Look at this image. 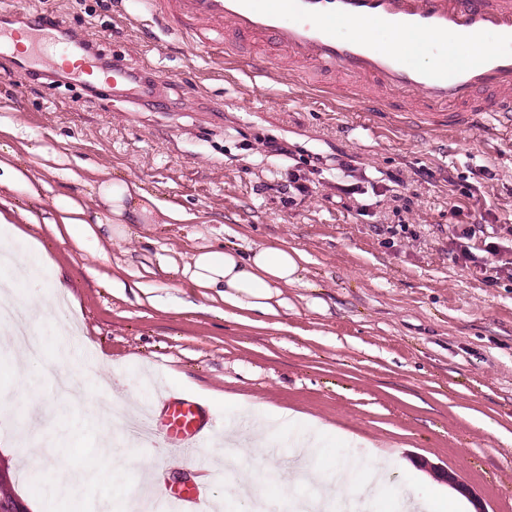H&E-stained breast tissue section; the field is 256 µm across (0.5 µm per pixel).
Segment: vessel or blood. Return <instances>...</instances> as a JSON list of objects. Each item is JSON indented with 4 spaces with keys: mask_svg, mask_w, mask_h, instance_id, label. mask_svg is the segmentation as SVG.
<instances>
[{
    "mask_svg": "<svg viewBox=\"0 0 512 512\" xmlns=\"http://www.w3.org/2000/svg\"><path fill=\"white\" fill-rule=\"evenodd\" d=\"M145 11L166 31L206 41L217 33L235 42H271L288 57L291 78L316 89L317 76L334 72L342 79V97L384 92L379 112H403L430 132L480 124L493 115L512 122V0H142ZM354 24L384 30L373 42L351 32ZM443 36L459 44L483 43L477 60L445 56L442 47L422 36ZM73 75L89 85L115 83L129 98L151 97L150 85L126 66L99 65L81 45L53 34ZM10 51L18 69L38 62L44 49L33 32L0 25V49ZM418 53L431 64L414 62ZM148 427L162 432L167 448H197L209 437L197 401L163 395L159 415ZM162 498L168 512H205L208 495L200 485Z\"/></svg>",
    "mask_w": 512,
    "mask_h": 512,
    "instance_id": "obj_1",
    "label": "vessel or blood"
}]
</instances>
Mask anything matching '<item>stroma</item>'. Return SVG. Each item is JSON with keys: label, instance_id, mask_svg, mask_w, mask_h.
I'll return each instance as SVG.
<instances>
[{"label": "stroma", "instance_id": "stroma-1", "mask_svg": "<svg viewBox=\"0 0 512 512\" xmlns=\"http://www.w3.org/2000/svg\"><path fill=\"white\" fill-rule=\"evenodd\" d=\"M15 25L59 17L74 42L95 41L105 58L149 77L153 97L91 91L56 81L46 59L26 72L0 51V153L42 179L38 197L0 185V212L38 242L73 335L45 331L44 360L79 348L70 366L87 396L55 407L17 400L18 374L0 356V457L18 497L38 512H125L143 490L147 467L173 489L204 481L223 503L249 477L305 476L288 470L290 449L271 433L262 456L228 466L224 437L247 430L250 406L287 409L358 439V459L380 461L376 496L405 491L410 474L452 475L462 512H512V274L486 285L455 258L453 230L481 225L502 244L512 225V132L459 129L433 134L377 118L372 101L329 103L265 74L275 50L234 56L232 71L208 45L169 34L134 0H0ZM286 143L269 155L268 141ZM352 164L339 166L338 158ZM138 183L185 213L182 221L137 225L122 240L54 234L56 195L86 197L91 168ZM313 176L311 196L288 188L289 172ZM353 189L339 202L340 189ZM37 223L20 220L18 209ZM287 244L299 250L303 279L285 288V307L262 319L194 289L184 304L179 274L200 246ZM107 370L93 371L98 359ZM198 398L215 426L185 452L158 444L105 457L98 408L153 406L162 390ZM238 399L224 407L217 395ZM499 427L501 436L491 434ZM67 456L83 483L56 484L51 467L23 471L35 445Z\"/></svg>", "mask_w": 512, "mask_h": 512}]
</instances>
